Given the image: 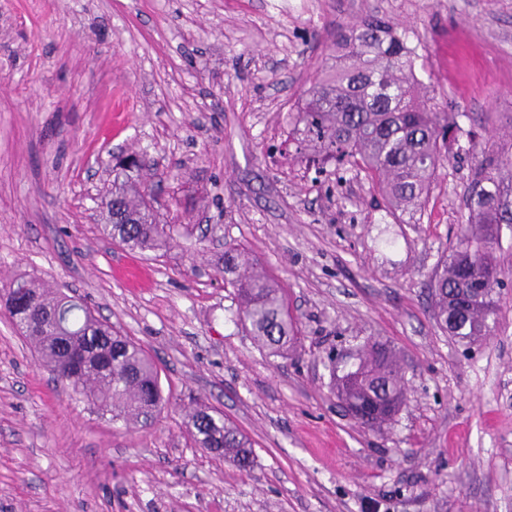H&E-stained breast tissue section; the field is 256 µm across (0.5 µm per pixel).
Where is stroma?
Listing matches in <instances>:
<instances>
[{"label":"stroma","mask_w":512,"mask_h":512,"mask_svg":"<svg viewBox=\"0 0 512 512\" xmlns=\"http://www.w3.org/2000/svg\"><path fill=\"white\" fill-rule=\"evenodd\" d=\"M373 15L413 37L432 106L460 113L475 153L507 146L512 0H0V512H512V277L471 345L431 313L467 138L397 217L366 171L306 169L286 142L337 31ZM129 154L166 249L102 232ZM228 242L284 288L302 331L287 355L236 324L216 269ZM22 276L141 345L171 401L159 420L112 421L40 366L5 304ZM370 338L399 353L406 389L374 429L331 382ZM198 403L250 437V471L195 446Z\"/></svg>","instance_id":"35a3bbf8"}]
</instances>
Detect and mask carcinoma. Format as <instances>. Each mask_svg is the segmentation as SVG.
<instances>
[{
  "label": "carcinoma",
  "mask_w": 512,
  "mask_h": 512,
  "mask_svg": "<svg viewBox=\"0 0 512 512\" xmlns=\"http://www.w3.org/2000/svg\"><path fill=\"white\" fill-rule=\"evenodd\" d=\"M415 58L397 24L363 20L338 36L288 132L296 158L309 165L365 170L392 215L422 208L451 145L471 135L460 126V113L428 108L429 90L416 77ZM142 167L136 157L113 166L112 193L101 203L107 235L140 253L172 240L170 226L137 187L133 172ZM509 173L512 152L484 153L475 161L465 221L430 280L436 323L459 343L491 335L498 323V300L487 289L503 284L496 250L501 225L512 224ZM219 272L235 292L237 321L254 343L270 355L288 353L300 322L282 288L234 244L224 246ZM10 294L11 318L42 364L112 420L147 425L170 406L152 358L77 297L33 278L17 279ZM355 360L353 369L332 375L337 395L365 426L391 420L405 401L399 361L377 341L362 346ZM187 428L198 447L242 470L253 465L251 440L211 407L193 408Z\"/></svg>",
  "instance_id": "cac0c4a2"
}]
</instances>
